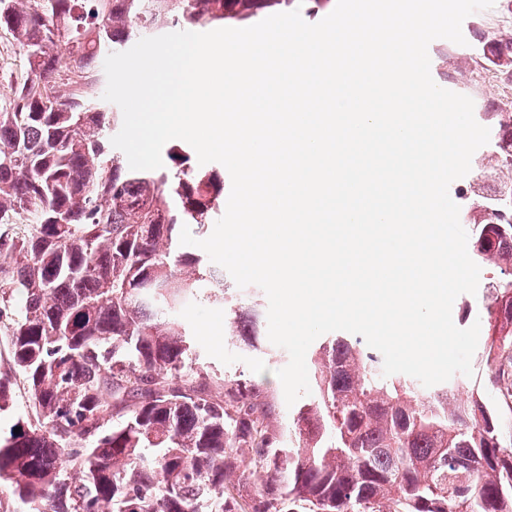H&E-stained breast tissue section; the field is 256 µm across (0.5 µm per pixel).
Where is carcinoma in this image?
<instances>
[{"mask_svg": "<svg viewBox=\"0 0 512 512\" xmlns=\"http://www.w3.org/2000/svg\"><path fill=\"white\" fill-rule=\"evenodd\" d=\"M269 0H0V30L28 72L0 105V411L21 383L31 415L0 438V512H512V105L495 106L494 149L479 158L460 223L473 258L502 277L481 308L485 387L451 398L415 378L382 375L383 357L350 336L310 354L314 394L288 425L273 420L267 379L224 381L220 399L187 371L179 311L224 301L210 259L176 238L201 233L224 180L169 149L167 171L130 169L102 109L104 61L173 26L254 17ZM44 44L53 52L33 53ZM80 65L69 68L65 57ZM483 59L512 76V40ZM245 292L225 332L259 349L261 313Z\"/></svg>", "mask_w": 512, "mask_h": 512, "instance_id": "obj_1", "label": "carcinoma"}]
</instances>
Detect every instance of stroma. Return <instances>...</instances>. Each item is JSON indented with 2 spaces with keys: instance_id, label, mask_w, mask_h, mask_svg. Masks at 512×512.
<instances>
[{
  "instance_id": "obj_1",
  "label": "stroma",
  "mask_w": 512,
  "mask_h": 512,
  "mask_svg": "<svg viewBox=\"0 0 512 512\" xmlns=\"http://www.w3.org/2000/svg\"><path fill=\"white\" fill-rule=\"evenodd\" d=\"M465 44L458 45L446 39L430 43L428 53L433 80L440 87L469 96L474 102V117L485 127L491 126V105L501 99L512 101V83L504 84L495 69L485 65L483 47L487 40L499 33L512 34V12L506 11L500 0L493 7L468 16L462 24ZM183 320L194 338L191 368L201 373L210 391H217L225 377L249 378L257 373L270 377L269 400L273 416L287 423L294 410L288 407L283 387L275 372L289 362L288 353L273 345L268 337H261L257 351L245 349L241 340L223 334L224 309L219 305L194 307L185 311ZM219 329L218 342L203 337L202 325Z\"/></svg>"
}]
</instances>
